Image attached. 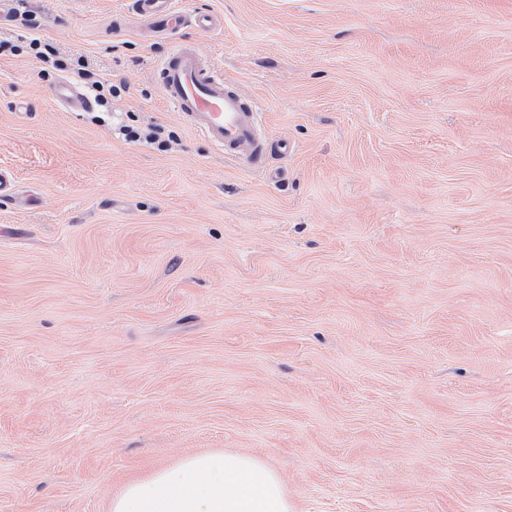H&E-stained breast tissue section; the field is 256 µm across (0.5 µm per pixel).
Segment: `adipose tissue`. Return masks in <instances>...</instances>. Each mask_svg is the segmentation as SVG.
<instances>
[{"instance_id":"1","label":"adipose tissue","mask_w":512,"mask_h":512,"mask_svg":"<svg viewBox=\"0 0 512 512\" xmlns=\"http://www.w3.org/2000/svg\"><path fill=\"white\" fill-rule=\"evenodd\" d=\"M110 512H296V504L262 459L217 450L129 481Z\"/></svg>"}]
</instances>
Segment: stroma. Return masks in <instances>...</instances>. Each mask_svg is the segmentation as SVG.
Here are the masks:
<instances>
[{"label": "stroma", "mask_w": 512, "mask_h": 512, "mask_svg": "<svg viewBox=\"0 0 512 512\" xmlns=\"http://www.w3.org/2000/svg\"><path fill=\"white\" fill-rule=\"evenodd\" d=\"M267 170L167 105L129 0H26L121 94L0 56V512L224 449L297 512H512V0H178ZM133 121L166 150L115 135ZM50 98L63 105L68 111H88L92 108V99L66 81L56 82L49 90Z\"/></svg>", "instance_id": "stroma-1"}]
</instances>
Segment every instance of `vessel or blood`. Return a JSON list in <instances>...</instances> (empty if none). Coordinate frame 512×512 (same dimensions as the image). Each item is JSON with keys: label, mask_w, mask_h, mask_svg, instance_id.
I'll use <instances>...</instances> for the list:
<instances>
[{"label": "vessel or blood", "mask_w": 512, "mask_h": 512, "mask_svg": "<svg viewBox=\"0 0 512 512\" xmlns=\"http://www.w3.org/2000/svg\"><path fill=\"white\" fill-rule=\"evenodd\" d=\"M132 9L150 36L173 42L158 69L163 100L226 158L246 169L263 167L268 144L261 137L262 114L257 100L225 78L223 69L201 56L193 42L178 36L187 26L204 32L221 31L223 16L186 14L178 9L177 0H132ZM48 94L72 112L87 111L93 106L86 93L65 81L56 82Z\"/></svg>", "instance_id": "obj_1"}]
</instances>
